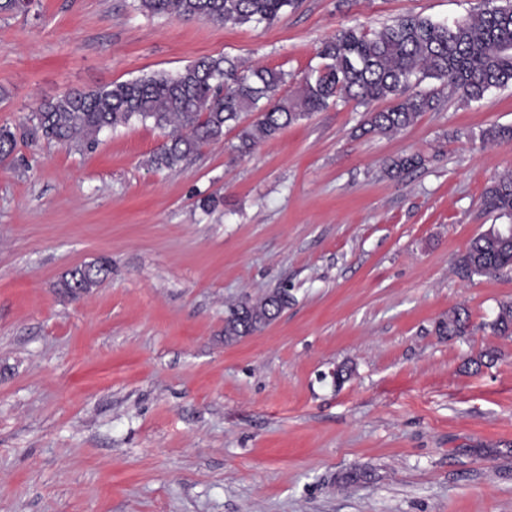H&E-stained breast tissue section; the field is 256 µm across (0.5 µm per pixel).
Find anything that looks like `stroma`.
Here are the masks:
<instances>
[{"instance_id": "1", "label": "stroma", "mask_w": 512, "mask_h": 512, "mask_svg": "<svg viewBox=\"0 0 512 512\" xmlns=\"http://www.w3.org/2000/svg\"><path fill=\"white\" fill-rule=\"evenodd\" d=\"M476 3L302 0L222 25L32 0L0 15V125L204 55L284 70L289 96L342 28ZM364 112L338 103L243 156L232 131L174 170L151 165L149 123L92 150L19 141L0 163V512H512V337L490 329L512 271L455 272L512 170V141H482L512 125V87L393 137L358 136ZM102 257L100 286L62 288ZM280 287V317L225 343L228 304ZM456 309L466 335L440 336Z\"/></svg>"}]
</instances>
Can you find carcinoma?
<instances>
[{
	"label": "carcinoma",
	"instance_id": "1",
	"mask_svg": "<svg viewBox=\"0 0 512 512\" xmlns=\"http://www.w3.org/2000/svg\"><path fill=\"white\" fill-rule=\"evenodd\" d=\"M152 15L219 24H270L299 6V0H140ZM320 63L292 98L280 96L287 73L263 66L243 68L224 55L204 56L176 73L158 72L92 90H73L42 103L29 118L27 135L68 146L91 148L100 133L136 120L161 130L165 142L153 154L158 168L176 169L204 144L239 129L235 150L250 153L282 129L339 101L368 107L385 101L380 111L365 112L364 134L388 135L413 125L436 109L439 95L417 87L440 82L448 96L479 103L491 89L512 86V0H483V5L452 24L421 14H406L367 33L347 28L323 43ZM256 118L242 125L244 116ZM494 143L512 140V125L483 133ZM17 134L0 126V162L11 158ZM423 164L418 155L399 156L387 164L399 176ZM487 213L512 220V171L501 174L482 196ZM512 267V234L491 225L473 238L455 264L460 277L492 278ZM111 272L105 259L69 271L62 287L76 295L96 288ZM273 310L269 299L229 307L224 337L233 340L260 330ZM458 311L438 323L444 336L467 332ZM491 329L512 337V302L498 307Z\"/></svg>",
	"mask_w": 512,
	"mask_h": 512
}]
</instances>
